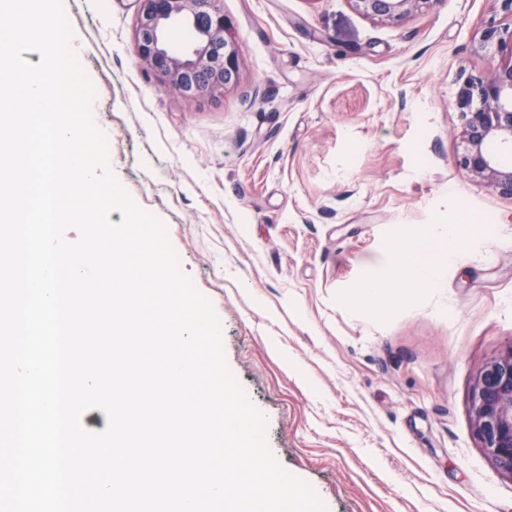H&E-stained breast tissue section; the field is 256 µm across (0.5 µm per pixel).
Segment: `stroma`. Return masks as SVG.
I'll list each match as a JSON object with an SVG mask.
<instances>
[{
    "label": "stroma",
    "mask_w": 512,
    "mask_h": 512,
    "mask_svg": "<svg viewBox=\"0 0 512 512\" xmlns=\"http://www.w3.org/2000/svg\"><path fill=\"white\" fill-rule=\"evenodd\" d=\"M110 166L167 226L223 328L279 464L327 512H512L472 426L512 346V198L460 168L457 92L501 59L497 0L396 23L351 0H224L241 47L223 94L187 98L136 56L137 0H63ZM474 231L433 288L357 301L390 251Z\"/></svg>",
    "instance_id": "35a3bbf8"
}]
</instances>
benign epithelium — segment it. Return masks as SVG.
<instances>
[{"instance_id":"7a95c632","label":"benign epithelium","mask_w":512,"mask_h":512,"mask_svg":"<svg viewBox=\"0 0 512 512\" xmlns=\"http://www.w3.org/2000/svg\"><path fill=\"white\" fill-rule=\"evenodd\" d=\"M363 14L398 22L415 10L431 9L439 0H351ZM191 28L193 46L186 54L170 48L168 30L175 20ZM483 42L509 50L484 77L458 91L465 150L459 166L488 187L512 197V164L490 150L496 144L512 150V29L486 28ZM136 54L169 88L183 96H213L237 82L240 46L224 16L223 0H140ZM209 75L199 89L184 83L187 75ZM473 429L481 447L501 471L512 475V347L490 359L473 389Z\"/></svg>"}]
</instances>
